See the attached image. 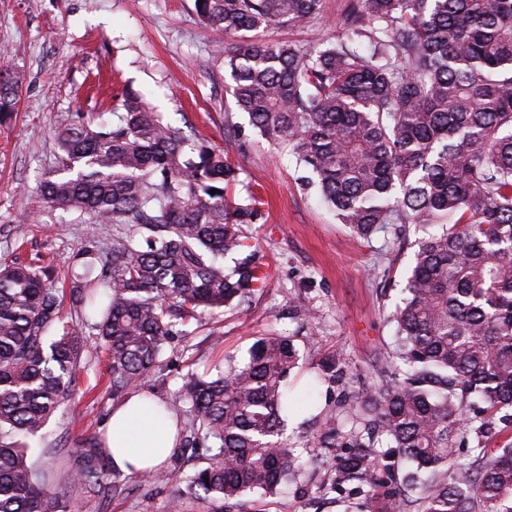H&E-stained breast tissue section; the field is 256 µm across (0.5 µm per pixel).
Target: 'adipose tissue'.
<instances>
[{
    "instance_id": "adipose-tissue-1",
    "label": "adipose tissue",
    "mask_w": 512,
    "mask_h": 512,
    "mask_svg": "<svg viewBox=\"0 0 512 512\" xmlns=\"http://www.w3.org/2000/svg\"><path fill=\"white\" fill-rule=\"evenodd\" d=\"M175 433L160 400L134 394L113 408L106 444L115 467L131 473L161 466L174 448Z\"/></svg>"
}]
</instances>
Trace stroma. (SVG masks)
Segmentation results:
<instances>
[{"label": "stroma", "mask_w": 512, "mask_h": 512, "mask_svg": "<svg viewBox=\"0 0 512 512\" xmlns=\"http://www.w3.org/2000/svg\"><path fill=\"white\" fill-rule=\"evenodd\" d=\"M350 0H323L320 19L303 28H273L266 37L307 47L345 30ZM0 71L21 77L12 118L0 124V258L52 266L63 300L62 324L81 311L69 293L78 252L106 254L116 224L54 208L38 189L59 165L53 134L77 114L111 119L126 86L141 90L171 125L223 150L239 170L228 195H260L249 245L268 263L264 288L241 308L203 314L185 338L168 346L163 367L143 391L169 400L191 372L244 355L255 337L275 330L293 336L300 360L286 382L293 401L284 437L301 455L303 478L278 497L246 495L233 512H381L384 498L358 497L351 486L319 495L332 456L315 436L321 413L339 408L345 388L318 378L317 363L340 350L356 384L386 368L395 336L390 316L403 297L413 257L410 244L355 237L340 224L288 146L261 137L225 90L224 36L203 25L195 0H0ZM111 372L90 340L72 395L32 440V460L76 512H206L205 503H173V484H132L120 496L90 495L73 474L85 441L102 439L115 401Z\"/></svg>", "instance_id": "35a3bbf8"}]
</instances>
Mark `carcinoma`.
Instances as JSON below:
<instances>
[{"label":"carcinoma","instance_id":"obj_1","mask_svg":"<svg viewBox=\"0 0 512 512\" xmlns=\"http://www.w3.org/2000/svg\"><path fill=\"white\" fill-rule=\"evenodd\" d=\"M204 25L232 43L224 64L238 111L286 144L342 224L359 238L414 227L413 260L396 323L397 365L348 393L319 422L345 483L384 512H512V445L492 456L480 438L512 409V0H354L345 34L319 47L267 42L273 26L316 20L322 0H201ZM18 80L0 72V122ZM62 168L41 183L52 207L125 224L101 260L99 314L61 322L50 266L0 261V512H70L37 470L27 439L70 396L91 325L112 373V397L155 373L166 347L204 311L243 306L264 287L242 225L258 196H226L237 168L224 151L164 121L132 89L117 120L92 114L56 134ZM218 193L212 195L210 190ZM299 360L292 337L259 336L214 377L188 374L167 407H189L183 449L197 465L144 470L176 482L175 499L216 506L275 495L299 476L281 440L284 383ZM319 379L348 372L341 353ZM477 445L468 457L456 446ZM96 440L80 452L87 493L129 490Z\"/></svg>","mask_w":512,"mask_h":512}]
</instances>
